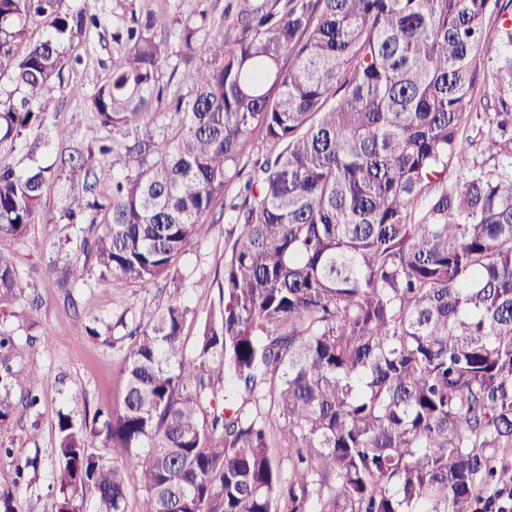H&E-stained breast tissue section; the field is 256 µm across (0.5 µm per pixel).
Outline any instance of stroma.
I'll list each match as a JSON object with an SVG mask.
<instances>
[{
  "mask_svg": "<svg viewBox=\"0 0 512 512\" xmlns=\"http://www.w3.org/2000/svg\"><path fill=\"white\" fill-rule=\"evenodd\" d=\"M225 5L226 0H135L136 10H151L166 20V28L158 35L165 43L166 66L176 71L180 63L178 28L202 12L221 18ZM62 6L71 11L92 7L104 24L74 40L81 63L65 71L62 85L53 90L58 111L51 149L32 160L26 145L20 144L14 151L0 153V165L19 170L33 163L48 166L70 141L87 143L102 134L86 97L108 74L111 24L124 7L121 0H63ZM190 86L186 76L177 71L173 89L185 93ZM77 189L73 181L52 182L45 195L49 223L34 225L24 240L0 238V250L11 256L25 300L36 303L31 313L18 308L0 314V329L11 331L14 337V364L36 367L41 376L39 405L16 404L9 421L0 426V494L13 493L21 512H55L59 413L69 414L81 424L92 420L98 409L119 406L120 369L130 351L129 332L136 324L146 323L153 310L169 298H180L195 310L196 320L184 329L187 344H194L197 321L216 299V278L224 268V227L217 224L182 257L177 280L144 290L95 272L85 285L73 289L71 299H64L55 284L57 274L49 265L64 263L79 245L74 227L62 216L64 204ZM77 315L93 321L96 335L75 328Z\"/></svg>",
  "mask_w": 512,
  "mask_h": 512,
  "instance_id": "obj_1",
  "label": "stroma"
}]
</instances>
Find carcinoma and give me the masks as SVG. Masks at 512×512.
Instances as JSON below:
<instances>
[{"instance_id":"carcinoma-1","label":"carcinoma","mask_w":512,"mask_h":512,"mask_svg":"<svg viewBox=\"0 0 512 512\" xmlns=\"http://www.w3.org/2000/svg\"><path fill=\"white\" fill-rule=\"evenodd\" d=\"M232 2L218 36L204 12L181 26L191 90L170 98L166 22L118 16L88 97L104 136L54 169L0 167V236L19 240L49 184L78 181L68 297L94 268L151 288L225 224L192 352L195 312L171 299L130 332L120 407L58 416L56 512H128L131 467L137 512H493L488 489L512 488V56L497 101L474 90L479 58L512 53V0ZM100 24L0 0V152L39 148L73 38ZM253 152L242 201L215 211ZM21 305L0 253V313ZM14 347L0 330V424L12 397L39 402Z\"/></svg>"}]
</instances>
